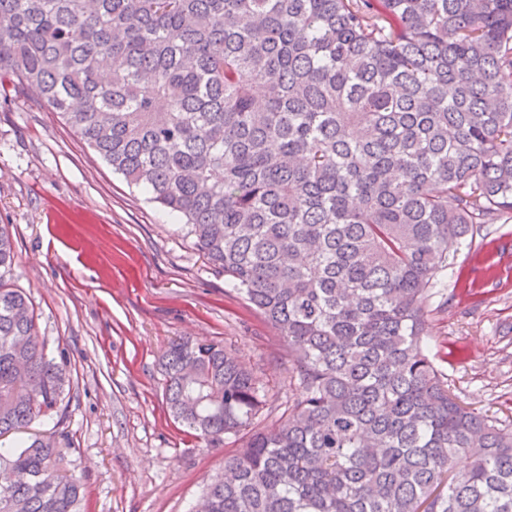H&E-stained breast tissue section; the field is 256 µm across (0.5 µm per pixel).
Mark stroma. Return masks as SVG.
<instances>
[{"instance_id":"stroma-1","label":"stroma","mask_w":512,"mask_h":512,"mask_svg":"<svg viewBox=\"0 0 512 512\" xmlns=\"http://www.w3.org/2000/svg\"><path fill=\"white\" fill-rule=\"evenodd\" d=\"M0 224L13 227L11 282L39 336L62 355L71 392L55 434L86 512H190L242 438L213 447L174 422L159 358L179 338L234 350L270 405L298 397L288 345L186 226L100 160L56 112L0 94ZM429 313V353L457 401L512 425V222L481 225Z\"/></svg>"}]
</instances>
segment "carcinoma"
<instances>
[{
    "mask_svg": "<svg viewBox=\"0 0 512 512\" xmlns=\"http://www.w3.org/2000/svg\"><path fill=\"white\" fill-rule=\"evenodd\" d=\"M0 76L182 217L288 342L300 397L201 512H512V428L422 346L448 240L512 220V0H0ZM14 266L0 224V440L70 394ZM162 366L211 445L266 409L217 343ZM62 461L53 434L0 443V512H82Z\"/></svg>",
    "mask_w": 512,
    "mask_h": 512,
    "instance_id": "1",
    "label": "carcinoma"
}]
</instances>
